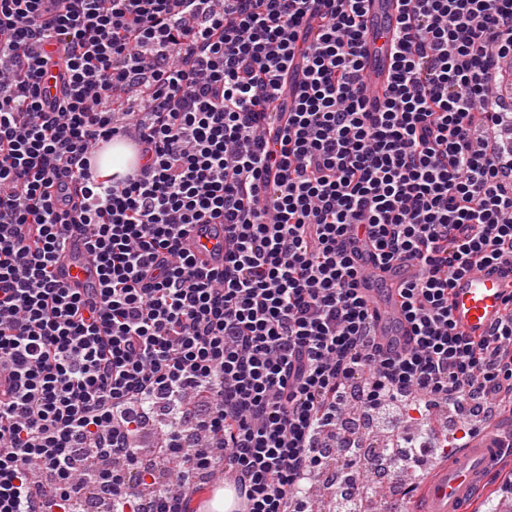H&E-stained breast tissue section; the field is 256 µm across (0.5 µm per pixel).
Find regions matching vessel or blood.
I'll return each instance as SVG.
<instances>
[{
  "mask_svg": "<svg viewBox=\"0 0 512 512\" xmlns=\"http://www.w3.org/2000/svg\"><path fill=\"white\" fill-rule=\"evenodd\" d=\"M367 34L363 41V73L369 81L372 105L383 101L391 80L392 59L386 47L397 15L396 0H367ZM199 264L215 268L224 264V230L218 224H198L183 240ZM359 286L373 314L376 343L388 349L405 346L408 337L400 290L417 275L414 265L396 263L384 268L372 255L361 261ZM58 282L74 288L96 287L98 276L87 260L83 239L68 240L54 267ZM451 318L457 332L479 341L488 338L506 311L512 310V264H490L464 274L450 290ZM512 443V425L500 418L482 421L469 439L449 451L444 463L434 465L423 484L411 483L406 495L386 501V512H403L405 501L419 502L418 512H458L461 500L474 496L481 487L493 456Z\"/></svg>",
  "mask_w": 512,
  "mask_h": 512,
  "instance_id": "1",
  "label": "vessel or blood"
}]
</instances>
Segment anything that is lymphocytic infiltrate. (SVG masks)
Here are the masks:
<instances>
[{
  "instance_id": "1",
  "label": "lymphocytic infiltrate",
  "mask_w": 512,
  "mask_h": 512,
  "mask_svg": "<svg viewBox=\"0 0 512 512\" xmlns=\"http://www.w3.org/2000/svg\"><path fill=\"white\" fill-rule=\"evenodd\" d=\"M399 2L371 112L365 0H0V512H74L89 460L112 512H191L220 467L247 481L248 512H291L347 399L370 416L512 392V314L478 345L448 308L459 276L512 261L495 92L512 0ZM128 136L133 170L91 166ZM196 224L223 225V267L183 249ZM74 235L90 300L52 277ZM362 238L419 267L406 350L372 336ZM158 404L182 410L162 448L180 488L144 500L136 436Z\"/></svg>"
}]
</instances>
